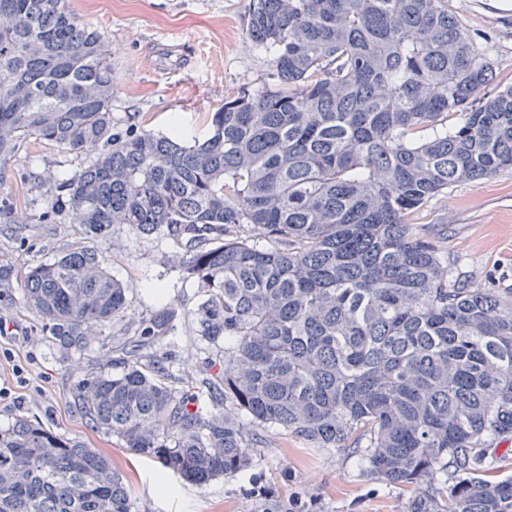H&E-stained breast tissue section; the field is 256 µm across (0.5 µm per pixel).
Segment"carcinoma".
<instances>
[{"instance_id":"cac0c4a2","label":"carcinoma","mask_w":512,"mask_h":512,"mask_svg":"<svg viewBox=\"0 0 512 512\" xmlns=\"http://www.w3.org/2000/svg\"><path fill=\"white\" fill-rule=\"evenodd\" d=\"M264 87L224 98L209 134L112 115V53L70 0H0V169L45 141L84 158L29 215L83 241L23 276V306L71 359L123 320L129 288L94 241L129 224L176 246L187 310L165 304L101 345L72 402L95 429L203 485L250 464L276 429L349 451L410 512H512V293L453 275L413 216L463 181L512 169V84L452 0H247ZM190 321L224 368L169 384L147 350ZM120 371L112 372V362ZM0 512H136L111 460L18 417L0 430ZM497 462L486 475L490 478H500L512 474V441L499 444L496 449Z\"/></svg>"}]
</instances>
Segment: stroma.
<instances>
[{"instance_id":"obj_1","label":"stroma","mask_w":512,"mask_h":512,"mask_svg":"<svg viewBox=\"0 0 512 512\" xmlns=\"http://www.w3.org/2000/svg\"><path fill=\"white\" fill-rule=\"evenodd\" d=\"M458 17L486 35L487 52L500 84L512 82V0H452ZM84 21L104 32L117 80L112 87L115 117L134 112L146 128L169 132L180 124L201 135L205 117L225 97L260 88L271 69L269 55L246 34V0H73ZM71 153L55 145L28 142L15 161L0 171L18 208L40 211L48 181L74 172ZM429 238L439 241L462 278L476 285L495 279L512 288V170L477 181H464L431 200L416 217ZM77 225H31L19 237L0 229V263L11 267L0 283V317L9 324L0 346L13 349L29 372L22 387L10 366H0V384L12 396L0 400V429L20 415L57 434L78 436L104 449L131 488L138 512H410L425 495V485L392 487L361 470L352 455L320 451L270 431L265 447L235 476L204 485L179 479L152 459L129 455L119 439L105 437L86 424L70 402V392L88 371L87 361H62L49 336L35 326L22 306L20 280L28 265L49 260L60 244L77 240ZM114 278L131 283L124 321L104 328V342L119 344L161 301L192 308L195 288L182 286L168 263L169 240L145 238L127 224L94 243ZM150 354L173 364L177 375H198L202 363L219 368L223 354L205 349L187 321L175 336L159 341Z\"/></svg>"}]
</instances>
